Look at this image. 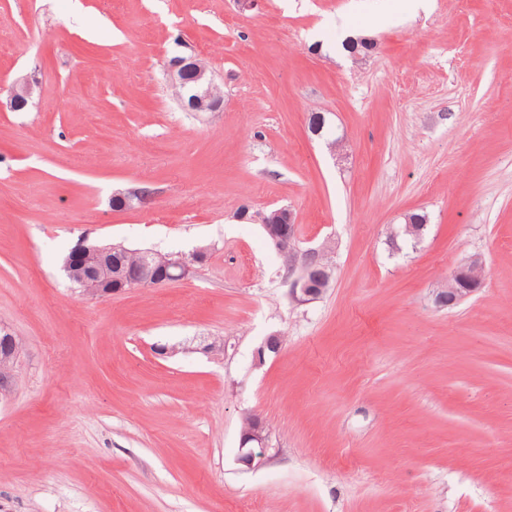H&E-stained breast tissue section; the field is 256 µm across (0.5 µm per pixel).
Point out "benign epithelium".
Here are the masks:
<instances>
[{"instance_id": "7a95c632", "label": "benign epithelium", "mask_w": 512, "mask_h": 512, "mask_svg": "<svg viewBox=\"0 0 512 512\" xmlns=\"http://www.w3.org/2000/svg\"><path fill=\"white\" fill-rule=\"evenodd\" d=\"M167 77L180 107L188 112H216L224 104L223 94L215 85L211 71L194 55L173 58ZM36 87L37 80L33 76L15 82L9 89L10 109L24 108ZM149 197L150 192L138 189L118 192L114 200L131 208L136 203H146ZM259 220L275 250L288 256V294L292 302L305 305L320 299L334 280L330 246L323 243L317 247L300 248L296 224L291 211L286 208L269 209L259 215ZM157 258L158 264L146 268L139 278L133 279L112 267V246L83 241L66 258L64 270L86 288L87 296L106 299L133 288L163 285L169 282L167 271L171 267L178 270L177 279H190L196 273V265L203 260L204 251L199 249L189 256L159 254ZM485 280L486 270L482 261L477 257L471 258L450 272L448 284L435 293L434 304L439 308L452 307L482 289ZM18 356L16 338L8 334L1 336L0 360L10 361ZM240 448L238 462L244 467L252 469L264 462L268 435L258 417H249V426L242 430L240 436Z\"/></svg>"}]
</instances>
